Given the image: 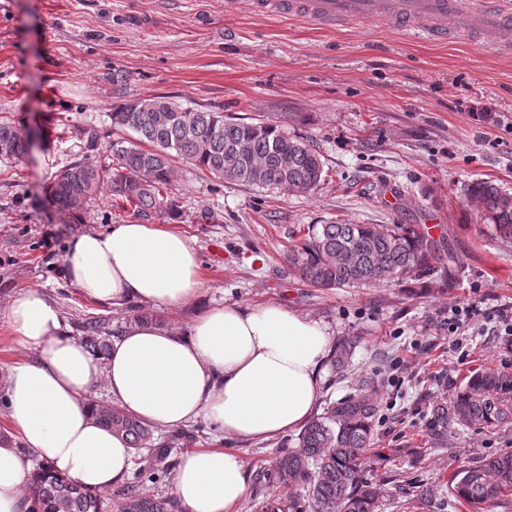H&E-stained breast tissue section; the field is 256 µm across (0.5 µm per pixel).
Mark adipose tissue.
<instances>
[{
  "instance_id": "obj_1",
  "label": "adipose tissue",
  "mask_w": 512,
  "mask_h": 512,
  "mask_svg": "<svg viewBox=\"0 0 512 512\" xmlns=\"http://www.w3.org/2000/svg\"><path fill=\"white\" fill-rule=\"evenodd\" d=\"M64 272L83 295L115 307L136 300L177 308L197 300L203 285L191 242L140 220L82 234L64 257ZM6 316L18 344L37 358L14 363L0 380L13 432L0 439V512L29 508L32 456L91 491L127 478L133 451L94 419L96 383L152 426L204 420L230 438L265 440L312 416L331 342L319 322L279 305H216L184 334L129 326L97 360L38 291L13 296ZM249 482L236 452L199 448L183 457L171 492L184 512H240Z\"/></svg>"
}]
</instances>
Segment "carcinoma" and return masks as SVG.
<instances>
[{
	"label": "carcinoma",
	"mask_w": 512,
	"mask_h": 512,
	"mask_svg": "<svg viewBox=\"0 0 512 512\" xmlns=\"http://www.w3.org/2000/svg\"><path fill=\"white\" fill-rule=\"evenodd\" d=\"M112 126L135 137L112 142L110 163L100 166L76 162L54 179L52 196L58 208L76 218L103 188L116 205L132 208L141 221L164 216L182 217L173 192V162L182 159L228 183L307 194L320 183L321 155L308 142L293 138L278 125L246 123L222 112L186 107L165 96L123 99L112 105ZM33 147L32 138L10 123H0V157L19 159ZM484 218L499 236L512 240V195L495 183L477 180L467 188ZM302 278L319 288L357 287L381 280L430 273L441 263L436 241L424 230L401 224H310L305 237L289 254ZM81 339L97 358L110 350L112 322L88 316L77 323ZM357 338L345 337L336 346V364L348 360ZM373 388H357L331 402L312 417L297 437V448L281 451L265 484L278 480L297 487L310 500L312 512H378L379 488L361 477L372 443L376 412ZM97 421L123 438L134 450L130 477L112 492L113 512H178L170 495L143 491L149 481L172 475V450L182 444L180 434L168 447L154 449L148 459L141 449L153 439V427L116 405L93 403ZM512 427V375L475 372L455 398L433 410L431 432L442 441L448 427ZM28 491L35 512H102V494L91 492L56 474L46 463L31 473ZM448 494L459 503L487 504L512 512V453L483 457L454 471ZM260 512H302L298 499L268 495Z\"/></svg>",
	"instance_id": "1"
}]
</instances>
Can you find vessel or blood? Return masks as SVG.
<instances>
[{
	"instance_id": "1",
	"label": "vessel or blood",
	"mask_w": 512,
	"mask_h": 512,
	"mask_svg": "<svg viewBox=\"0 0 512 512\" xmlns=\"http://www.w3.org/2000/svg\"><path fill=\"white\" fill-rule=\"evenodd\" d=\"M253 8L262 14L301 15L331 26L375 19L410 30L419 21L424 33L438 40L448 38L453 23L488 38L512 25V10L501 0H474L468 8L463 0H253Z\"/></svg>"
}]
</instances>
